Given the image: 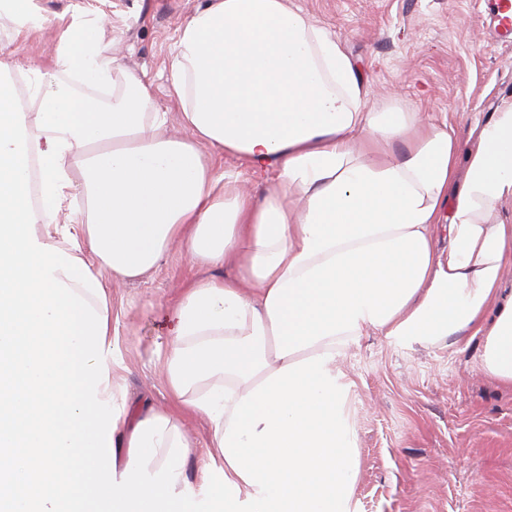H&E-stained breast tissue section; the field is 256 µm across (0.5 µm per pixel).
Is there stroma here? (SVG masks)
<instances>
[{
    "mask_svg": "<svg viewBox=\"0 0 512 512\" xmlns=\"http://www.w3.org/2000/svg\"><path fill=\"white\" fill-rule=\"evenodd\" d=\"M42 34L10 39L0 19V56L50 61L68 20H101L100 45L150 83L167 112L166 132L186 136L168 79L177 31L205 0H35ZM353 59L374 110L422 113L468 138L512 97V36L492 30L494 0H288ZM219 170L254 198L277 186L238 156ZM195 266L172 246L143 279L109 285L112 393L128 418L172 406L161 365L172 338L168 308ZM478 343L446 340L402 348L365 336L343 348L336 368L353 382L351 423L360 453L358 512H512V388L488 377Z\"/></svg>",
    "mask_w": 512,
    "mask_h": 512,
    "instance_id": "35a3bbf8",
    "label": "stroma"
}]
</instances>
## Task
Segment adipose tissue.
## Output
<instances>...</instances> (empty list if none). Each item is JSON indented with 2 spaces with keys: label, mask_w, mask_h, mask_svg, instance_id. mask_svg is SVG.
<instances>
[{
  "label": "adipose tissue",
  "mask_w": 512,
  "mask_h": 512,
  "mask_svg": "<svg viewBox=\"0 0 512 512\" xmlns=\"http://www.w3.org/2000/svg\"><path fill=\"white\" fill-rule=\"evenodd\" d=\"M20 70L29 113L0 78V512H356L336 355L373 333L478 341L483 371L512 387V224L487 220L512 199V100L467 151L418 113L372 111L350 56L287 0H206L180 28L169 76L186 138L80 17L51 65ZM216 154L280 183L254 200ZM176 243L238 274L185 286L164 364L176 410L129 421L107 283ZM181 409L210 427L191 479Z\"/></svg>",
  "instance_id": "adipose-tissue-1"
}]
</instances>
